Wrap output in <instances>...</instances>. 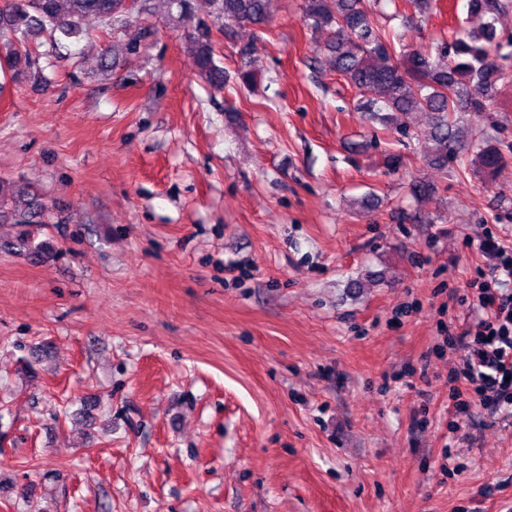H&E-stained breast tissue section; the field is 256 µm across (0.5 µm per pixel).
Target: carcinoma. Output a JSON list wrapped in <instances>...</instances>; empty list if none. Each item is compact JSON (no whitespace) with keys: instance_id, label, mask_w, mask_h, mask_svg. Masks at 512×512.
Listing matches in <instances>:
<instances>
[{"instance_id":"cac0c4a2","label":"carcinoma","mask_w":512,"mask_h":512,"mask_svg":"<svg viewBox=\"0 0 512 512\" xmlns=\"http://www.w3.org/2000/svg\"><path fill=\"white\" fill-rule=\"evenodd\" d=\"M152 0H4L0 8V71L10 79L24 78L36 67L31 46L48 43L58 53L88 35L90 21L112 32V42L100 55L105 71L114 67L111 52L137 57L152 34L146 23L135 24L131 15H150ZM179 11L187 48L198 75L219 87L226 79L215 60L212 29H261L271 15L273 0H207V18L193 14L190 0H161ZM512 7V0H468V13L492 16ZM304 22L328 33L315 62H325L359 91L373 90L377 98L361 107L387 129L395 123L414 140L428 164L438 170L457 167L459 174L476 171L492 177L512 159L484 135L459 134L458 113L488 112L498 80L504 77L498 59L501 42L495 21L479 31L459 28L452 41L440 40L423 50L411 49L403 36L378 26L371 0H304ZM413 195L421 200L436 196V184L413 180ZM18 228L16 241L0 244L8 252L24 246L32 259L42 258L35 231L53 220L52 210L35 193L0 181V222Z\"/></svg>"}]
</instances>
